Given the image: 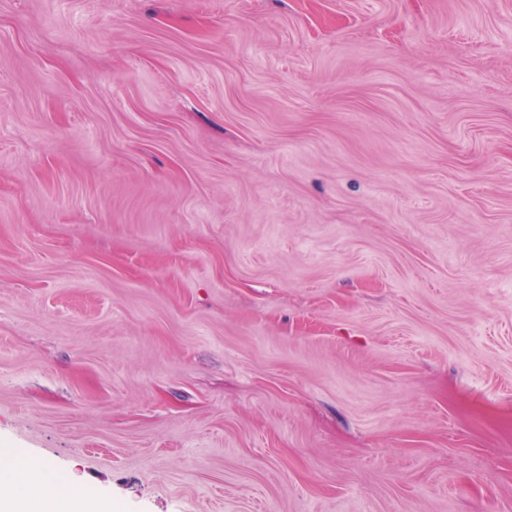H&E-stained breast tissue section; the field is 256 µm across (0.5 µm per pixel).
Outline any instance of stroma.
<instances>
[{
  "instance_id": "obj_1",
  "label": "stroma",
  "mask_w": 512,
  "mask_h": 512,
  "mask_svg": "<svg viewBox=\"0 0 512 512\" xmlns=\"http://www.w3.org/2000/svg\"><path fill=\"white\" fill-rule=\"evenodd\" d=\"M112 512H512V0H0V448Z\"/></svg>"
}]
</instances>
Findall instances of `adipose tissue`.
<instances>
[{
    "instance_id": "ef3b65f1",
    "label": "adipose tissue",
    "mask_w": 512,
    "mask_h": 512,
    "mask_svg": "<svg viewBox=\"0 0 512 512\" xmlns=\"http://www.w3.org/2000/svg\"><path fill=\"white\" fill-rule=\"evenodd\" d=\"M0 512H101L96 501L69 488L46 490L39 466L14 448H0Z\"/></svg>"
}]
</instances>
